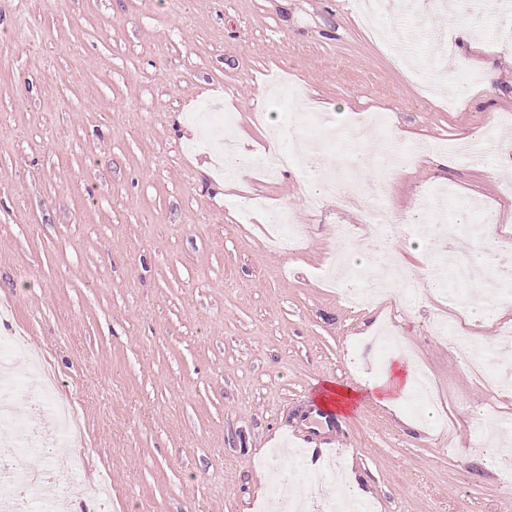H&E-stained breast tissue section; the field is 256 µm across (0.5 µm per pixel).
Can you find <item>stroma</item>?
I'll list each match as a JSON object with an SVG mask.
<instances>
[{
	"mask_svg": "<svg viewBox=\"0 0 512 512\" xmlns=\"http://www.w3.org/2000/svg\"><path fill=\"white\" fill-rule=\"evenodd\" d=\"M385 0L377 44L354 0H0V336L17 332L11 369L46 355L60 394L84 422L82 478L112 492V512H264L276 489L285 428L323 382L384 377L379 327L427 372L438 417L424 425L406 400L366 398L339 419L336 447L302 451L312 468L295 487L307 512H326L318 484L327 461L361 479L372 512H512V439L486 462L484 442L512 419V389L463 368L433 325L462 321L473 283L387 305L383 317L348 307L329 285L327 258L343 232L374 227L338 207L358 182L392 214L444 189L447 215L479 201L472 222L498 214L512 236V153L498 168L451 161L440 142L466 143L494 128L512 140V50L496 44L491 0L446 10ZM480 47L460 45L459 27ZM426 73L488 62L486 98L455 112L422 102ZM299 86L271 111L309 135L315 116L331 135L382 116L389 155L407 144L417 160L389 172L333 171L318 204L312 173H258L243 190L303 227L298 250L274 245L273 224L224 195L226 122L260 145L266 75ZM491 300L472 327L484 358L500 340Z\"/></svg>",
	"mask_w": 512,
	"mask_h": 512,
	"instance_id": "1",
	"label": "stroma"
}]
</instances>
